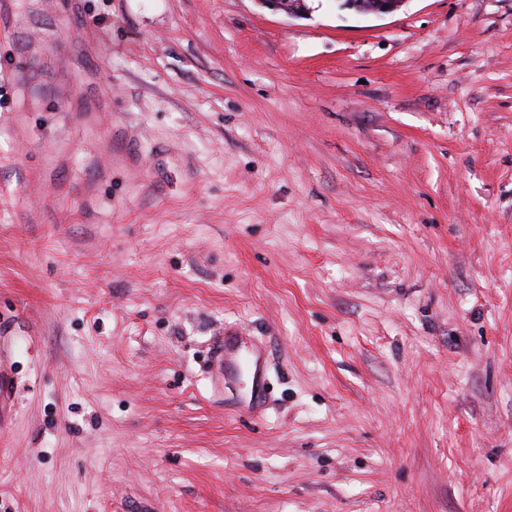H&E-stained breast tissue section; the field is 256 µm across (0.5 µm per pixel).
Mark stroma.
<instances>
[{
  "mask_svg": "<svg viewBox=\"0 0 512 512\" xmlns=\"http://www.w3.org/2000/svg\"><path fill=\"white\" fill-rule=\"evenodd\" d=\"M305 5L0 0V512H512V0ZM342 8L354 10L361 14H389L395 11L403 0H342ZM237 332L225 331L217 337L213 346V362L219 385L224 384L225 377H232L238 371L244 358V365L252 376V385L256 399L251 406L252 412H261L265 400L262 395L264 380V359L261 352L247 346Z\"/></svg>",
  "mask_w": 512,
  "mask_h": 512,
  "instance_id": "1",
  "label": "stroma"
}]
</instances>
